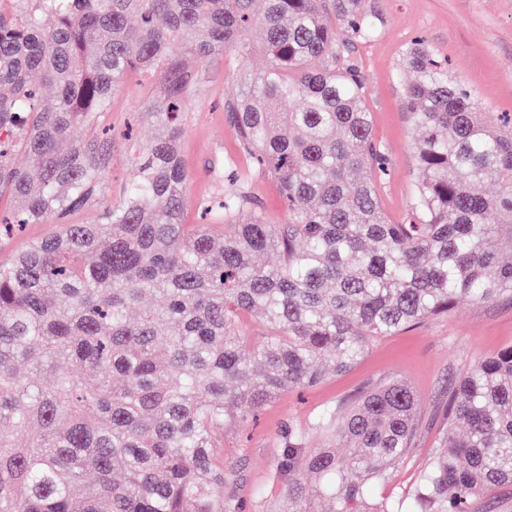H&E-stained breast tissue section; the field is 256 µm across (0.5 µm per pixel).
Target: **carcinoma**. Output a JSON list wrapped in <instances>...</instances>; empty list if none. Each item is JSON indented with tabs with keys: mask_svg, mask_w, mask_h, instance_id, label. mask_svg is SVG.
Here are the masks:
<instances>
[{
	"mask_svg": "<svg viewBox=\"0 0 512 512\" xmlns=\"http://www.w3.org/2000/svg\"><path fill=\"white\" fill-rule=\"evenodd\" d=\"M338 24L367 42L383 19L368 0H0V200L15 204L0 228L61 225L0 264V512H242L225 424L461 298L512 301L499 251L512 241V125L482 119L447 61L413 41L401 108L419 179L409 220L391 223L386 158ZM255 45L267 64L238 71L228 118L288 222L265 223L231 187L223 224H185L183 56ZM132 69L160 75L148 110L164 134L133 148V178L100 223L69 224L99 193L103 120ZM270 252L278 263H260ZM418 407L392 379L288 428V512H473L483 490L512 484V345L448 382L444 450L389 506L371 488L414 446ZM310 431L345 453L306 447Z\"/></svg>",
	"mask_w": 512,
	"mask_h": 512,
	"instance_id": "carcinoma-1",
	"label": "carcinoma"
}]
</instances>
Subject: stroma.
Returning a JSON list of instances; mask_svg holds the SVG:
<instances>
[{
    "label": "stroma",
    "instance_id": "1",
    "mask_svg": "<svg viewBox=\"0 0 512 512\" xmlns=\"http://www.w3.org/2000/svg\"><path fill=\"white\" fill-rule=\"evenodd\" d=\"M384 20L381 32L366 43L351 45L365 83L372 115L373 139L387 159L379 200L395 224L406 216L418 170L413 132L400 105L403 53L420 38L472 91L480 111L490 118L512 115V0H371ZM266 56L253 47L246 57L227 52L204 62L187 60L200 91L183 115L179 150L187 174L184 221L201 223L204 198L223 192L227 170L244 178L250 197L270 224H283L288 210L278 183L258 173L238 143L225 112L238 85L240 65L259 68ZM159 79L128 74L112 95V165L99 195L70 218L74 224L97 222L101 211L118 203L133 174L131 142L147 143L161 132L147 103ZM512 345V304L460 302L445 318H428L393 336L376 339L349 372L304 391L279 396L245 426L224 429V460L239 471L237 493L246 512H286V486L275 475L276 459L288 426L308 429L307 445L320 448L322 436L310 432L312 418L323 408L347 401L363 388L398 378L419 399L420 430L407 458L375 484L376 498L393 501L414 490L439 448L442 405L450 377L464 373L487 354Z\"/></svg>",
    "mask_w": 512,
    "mask_h": 512
}]
</instances>
